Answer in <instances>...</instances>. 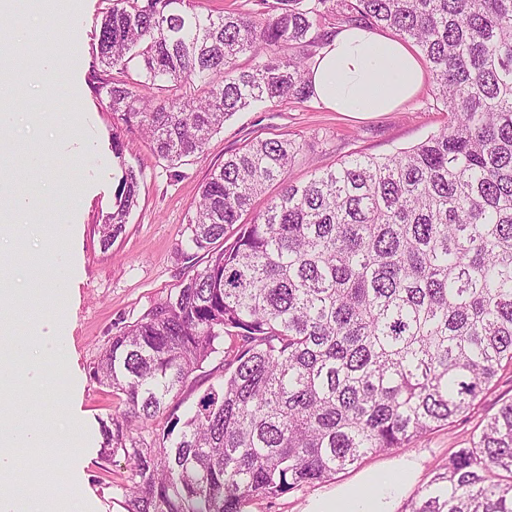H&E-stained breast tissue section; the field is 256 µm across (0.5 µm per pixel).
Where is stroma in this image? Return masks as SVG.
Listing matches in <instances>:
<instances>
[{
  "mask_svg": "<svg viewBox=\"0 0 512 512\" xmlns=\"http://www.w3.org/2000/svg\"><path fill=\"white\" fill-rule=\"evenodd\" d=\"M108 6L109 0H62L60 8L69 25L58 49L36 60L20 55L21 74L10 85L11 108L5 120L11 170L0 187L47 203L61 193L73 200L70 208L53 217L54 223L72 228L63 251L74 265L65 306L68 359L56 385L62 395L72 397L86 433L79 469L85 500L92 512H125L128 463L120 454L108 461L100 455L99 420L119 404L110 389L94 378L93 368L112 336L146 315L182 279L188 220L210 171L254 139L286 137L304 145L290 171L291 180L301 183L313 168L335 166L354 151L382 157L416 145L441 129L448 114L426 86L394 112H333L313 99L268 103L237 113L203 154L171 167L158 159L138 128L126 126L106 108L90 84L91 74L99 68L97 36ZM31 71L53 76L60 87L56 111L37 122L30 114L44 98L45 85L30 81ZM116 133L124 143L121 165L112 155ZM125 165L138 175V201L124 232L106 249L99 226L112 208ZM58 271L52 265L36 272L17 262L14 276L20 286L42 291L38 303L18 308L21 330L31 331L40 313L52 306ZM511 396L512 371H505L466 420L433 431L410 449L369 455L335 478L289 492L274 504L255 502L250 512H301L310 496L354 479L363 469L383 468L408 454L418 459L422 481H429L436 468L497 412L502 399Z\"/></svg>",
  "mask_w": 512,
  "mask_h": 512,
  "instance_id": "35a3bbf8",
  "label": "stroma"
}]
</instances>
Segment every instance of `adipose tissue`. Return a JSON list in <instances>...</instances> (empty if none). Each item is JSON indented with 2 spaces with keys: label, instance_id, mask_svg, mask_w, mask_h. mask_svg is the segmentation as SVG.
Returning <instances> with one entry per match:
<instances>
[{
  "label": "adipose tissue",
  "instance_id": "1",
  "mask_svg": "<svg viewBox=\"0 0 512 512\" xmlns=\"http://www.w3.org/2000/svg\"><path fill=\"white\" fill-rule=\"evenodd\" d=\"M426 64L396 37L371 27H346L329 39L311 70L313 97L335 112H392L423 86ZM20 231L0 227V396L17 378L44 387L47 370L65 345L63 311L40 317L35 346L13 336V307L23 296L9 269L12 242ZM64 449L71 460L83 452L81 434L19 425L14 411L0 409V512H76L80 497L72 473L52 468L50 454ZM421 476L411 458L394 460L384 470H368L356 481L311 497L302 512H397Z\"/></svg>",
  "mask_w": 512,
  "mask_h": 512
}]
</instances>
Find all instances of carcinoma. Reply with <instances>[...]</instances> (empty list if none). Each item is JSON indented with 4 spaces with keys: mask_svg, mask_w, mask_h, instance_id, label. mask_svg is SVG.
Masks as SVG:
<instances>
[{
    "mask_svg": "<svg viewBox=\"0 0 512 512\" xmlns=\"http://www.w3.org/2000/svg\"><path fill=\"white\" fill-rule=\"evenodd\" d=\"M276 2L203 15L191 0H112L93 89L176 165L240 111L310 99L332 19L412 42L448 122L299 185L289 170L303 147L291 139L256 140L211 171L183 278L94 366L124 405L102 420L100 452L130 464L126 512L271 503L452 427L512 368V0ZM60 30L21 47L40 56ZM123 151L112 136L122 177L99 228L106 249L137 201ZM199 373L217 382L181 414ZM159 417L165 430L148 442ZM404 512H512V397Z\"/></svg>",
    "mask_w": 512,
    "mask_h": 512,
    "instance_id": "obj_1",
    "label": "carcinoma"
}]
</instances>
